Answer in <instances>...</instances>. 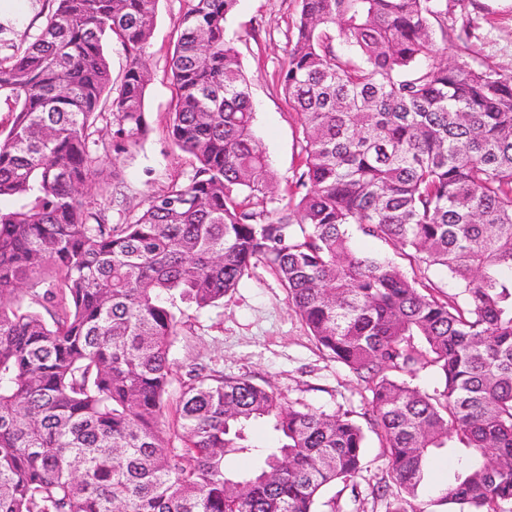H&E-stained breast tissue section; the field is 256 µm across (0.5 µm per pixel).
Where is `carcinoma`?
I'll list each match as a JSON object with an SVG mask.
<instances>
[{
  "label": "carcinoma",
  "instance_id": "obj_1",
  "mask_svg": "<svg viewBox=\"0 0 512 512\" xmlns=\"http://www.w3.org/2000/svg\"><path fill=\"white\" fill-rule=\"evenodd\" d=\"M158 2L29 0L44 24L20 43L19 19L0 21V512H316L325 486L360 476L367 435L348 413L170 358L179 305L218 304L258 261L371 393L389 457L374 496L419 512L430 460L462 448L437 502L512 512V70L438 60L450 0H299L280 72L299 165L270 209L277 179L225 36L238 0H184L168 133L192 172L113 224L86 197L94 152L147 134ZM108 35L127 57L116 89ZM353 227L413 277L355 251ZM424 367L431 392L395 377ZM256 420L276 446L251 437ZM229 454L258 466L230 474Z\"/></svg>",
  "mask_w": 512,
  "mask_h": 512
}]
</instances>
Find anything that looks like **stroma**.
Listing matches in <instances>:
<instances>
[{"instance_id":"1","label":"stroma","mask_w":512,"mask_h":512,"mask_svg":"<svg viewBox=\"0 0 512 512\" xmlns=\"http://www.w3.org/2000/svg\"><path fill=\"white\" fill-rule=\"evenodd\" d=\"M182 8L183 0L158 2L146 59L151 72L146 94L150 129L138 146L110 162L129 200L127 209L113 211L116 223L134 218L148 195L163 190L171 179H187L192 171L191 158L175 148L167 132L175 98L169 60ZM297 14L298 0H239L226 22V36L253 81L254 134L284 188L295 179L300 147L297 117L284 99L279 73ZM448 21L457 28L473 25L475 35L464 49L455 40L440 41L442 61L512 70V0H454ZM170 356L180 369L214 364L226 376L270 384L294 404L328 414L346 412L359 422L371 399L348 369L316 346L289 309L277 277L262 265L223 303L190 313ZM387 470L385 448L376 435H368L361 475L353 486L338 482L325 488L317 512H389L390 497L372 493Z\"/></svg>"}]
</instances>
